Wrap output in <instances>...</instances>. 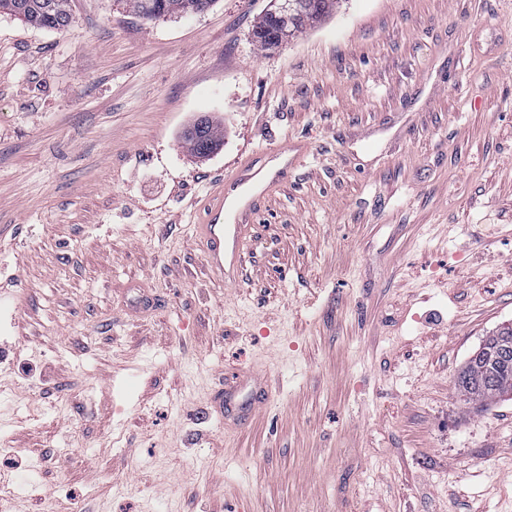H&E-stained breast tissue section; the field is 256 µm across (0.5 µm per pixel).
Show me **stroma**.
Segmentation results:
<instances>
[{
	"label": "stroma",
	"instance_id": "stroma-1",
	"mask_svg": "<svg viewBox=\"0 0 512 512\" xmlns=\"http://www.w3.org/2000/svg\"><path fill=\"white\" fill-rule=\"evenodd\" d=\"M69 4L0 13L1 512H512V400L454 388L512 325V0H341L263 52L271 0ZM301 138L209 280L202 199ZM17 3L23 8L20 13L14 12ZM2 11L43 29L62 30L71 24L69 0H0ZM214 0H128L133 11L142 18L160 19L174 14L198 13ZM283 25V20L274 18L269 11L266 12L253 30L254 42L264 51L271 49L272 38L277 35ZM184 138L190 151L198 155L208 144L219 143L222 138V134L219 127L209 118L206 119V125L199 134L196 136L185 134ZM258 375V372L248 371L224 381L223 391L215 401L225 416L234 411L253 412L265 401L267 391L264 384L261 386ZM248 388H251L250 392L243 396Z\"/></svg>",
	"mask_w": 512,
	"mask_h": 512
}]
</instances>
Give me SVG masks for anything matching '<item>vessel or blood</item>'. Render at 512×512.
<instances>
[{
	"instance_id": "obj_1",
	"label": "vessel or blood",
	"mask_w": 512,
	"mask_h": 512,
	"mask_svg": "<svg viewBox=\"0 0 512 512\" xmlns=\"http://www.w3.org/2000/svg\"><path fill=\"white\" fill-rule=\"evenodd\" d=\"M304 142L287 143L267 156L274 169L248 160L237 172L222 179L207 200V219L197 225L196 235L204 246V260L210 278L237 283L242 273L241 244L258 214L267 191L286 181L289 168L307 153ZM267 391L257 372L248 371L225 380L216 402L222 413L252 412L262 404Z\"/></svg>"
}]
</instances>
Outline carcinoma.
Segmentation results:
<instances>
[{"label":"carcinoma","instance_id":"carcinoma-1","mask_svg":"<svg viewBox=\"0 0 512 512\" xmlns=\"http://www.w3.org/2000/svg\"><path fill=\"white\" fill-rule=\"evenodd\" d=\"M214 0H128V4L139 16L151 20L174 14L198 13ZM300 10L284 22L270 13H265L253 30L254 42L264 51L271 49L272 38L288 25L291 37L295 38L307 29L321 23L337 8L340 0H299ZM10 14L24 23L51 30L66 29L71 24L69 0H0V12ZM221 131L213 120L199 134L185 136L191 152L198 155L207 145L218 143ZM458 394L465 404L481 411L490 403L512 399V358L508 367L492 371L483 359L470 357L456 380Z\"/></svg>","mask_w":512,"mask_h":512}]
</instances>
